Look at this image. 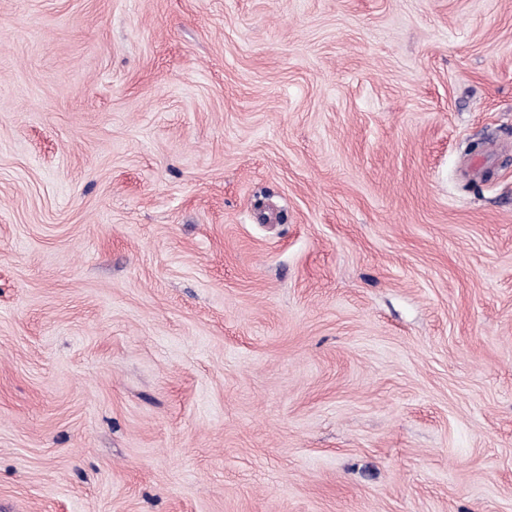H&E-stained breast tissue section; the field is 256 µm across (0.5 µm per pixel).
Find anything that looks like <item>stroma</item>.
<instances>
[{
  "label": "stroma",
  "mask_w": 512,
  "mask_h": 512,
  "mask_svg": "<svg viewBox=\"0 0 512 512\" xmlns=\"http://www.w3.org/2000/svg\"><path fill=\"white\" fill-rule=\"evenodd\" d=\"M0 512H512V0H0Z\"/></svg>",
  "instance_id": "obj_1"
}]
</instances>
